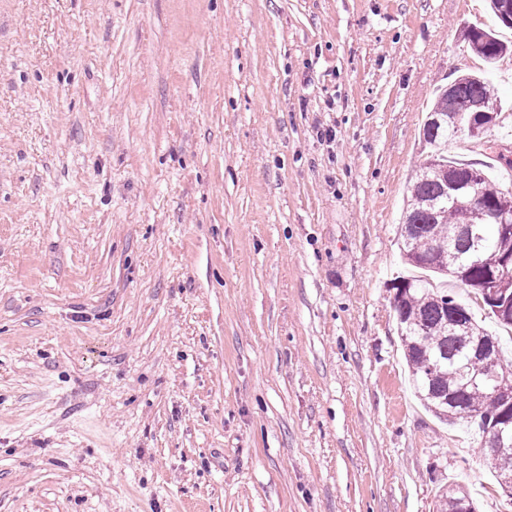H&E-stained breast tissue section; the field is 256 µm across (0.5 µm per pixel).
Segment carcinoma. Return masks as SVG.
Masks as SVG:
<instances>
[{"instance_id": "obj_1", "label": "carcinoma", "mask_w": 512, "mask_h": 512, "mask_svg": "<svg viewBox=\"0 0 512 512\" xmlns=\"http://www.w3.org/2000/svg\"><path fill=\"white\" fill-rule=\"evenodd\" d=\"M490 8L505 25L512 26V0H490ZM468 45L486 63L494 64L507 53L508 46L493 33L471 27L463 34ZM500 102L486 78L464 73L448 83L438 94L432 111L439 122L425 121L422 134L435 161L421 164L415 173L400 229V251L408 264L450 275L474 290L488 314L496 317L492 306L483 302L480 293L486 272L512 260V233L499 229L496 217L512 212V189L490 179L473 164L448 159V143L464 135L465 126L490 127L499 115ZM473 181L477 199L468 205L448 200V186ZM471 229L470 236L466 230ZM434 246L441 248L439 259L421 265L413 260L419 251ZM479 248L480 262L459 268L448 263V254L465 257ZM396 289L395 313L400 328L404 356L412 373L419 399L434 415L450 424L464 421L477 427L480 439L500 419L512 420V407L507 409L492 396L498 390H512V369L499 364L497 379L490 385L470 383L472 374L480 371V360L468 357L472 340L489 338V334L466 306L445 288H437L425 279H403ZM457 393L458 404L468 414L459 415L443 404L439 395ZM488 470L499 486H512V470L506 471L497 456L483 449Z\"/></svg>"}]
</instances>
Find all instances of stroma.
I'll return each instance as SVG.
<instances>
[{
  "mask_svg": "<svg viewBox=\"0 0 512 512\" xmlns=\"http://www.w3.org/2000/svg\"><path fill=\"white\" fill-rule=\"evenodd\" d=\"M487 0H0V512H512L393 279ZM500 123L450 155L512 149ZM331 130L324 138L322 130Z\"/></svg>",
  "mask_w": 512,
  "mask_h": 512,
  "instance_id": "1",
  "label": "stroma"
}]
</instances>
